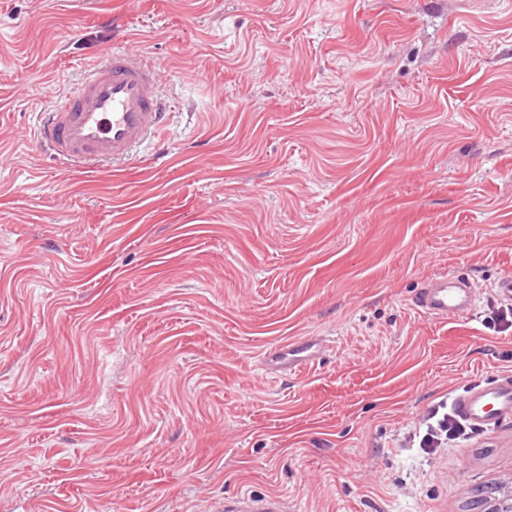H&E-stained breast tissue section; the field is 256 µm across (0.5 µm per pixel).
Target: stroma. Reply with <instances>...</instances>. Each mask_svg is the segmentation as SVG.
<instances>
[{
  "instance_id": "1",
  "label": "stroma",
  "mask_w": 512,
  "mask_h": 512,
  "mask_svg": "<svg viewBox=\"0 0 512 512\" xmlns=\"http://www.w3.org/2000/svg\"><path fill=\"white\" fill-rule=\"evenodd\" d=\"M125 43L160 144L45 158L38 111ZM459 269L473 313L413 308ZM509 273L512 0H0V512H486L512 423L402 439L512 373ZM324 347L322 341L317 339H293L283 346L269 350L265 354V362L267 365L288 368L290 371L300 370L314 363ZM440 409L446 410V412L439 415ZM476 433V429L466 426L453 413L448 412L446 399L445 401L441 400L437 406L433 407L417 431L409 432V436L405 440L412 448L415 443H418L417 448H420L423 454L429 457L430 454L437 451V448L454 447L461 441L472 439ZM217 509L221 512H288V503L279 495L255 499L248 494H241L231 500H224Z\"/></svg>"
}]
</instances>
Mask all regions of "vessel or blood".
<instances>
[{"mask_svg": "<svg viewBox=\"0 0 512 512\" xmlns=\"http://www.w3.org/2000/svg\"><path fill=\"white\" fill-rule=\"evenodd\" d=\"M162 67L131 46L105 49L78 86L39 112L38 147L52 160L72 168L99 169L131 160L148 140L166 126ZM478 293L468 280L443 273L424 280L414 298L423 314L448 320L472 313ZM323 343L297 338L272 348L267 365L300 370L318 358ZM463 421L487 431L512 422V374H502L469 387L453 402ZM223 512H289L284 498L256 499L247 494L225 501Z\"/></svg>", "mask_w": 512, "mask_h": 512, "instance_id": "vessel-or-blood-1", "label": "vessel or blood"}]
</instances>
